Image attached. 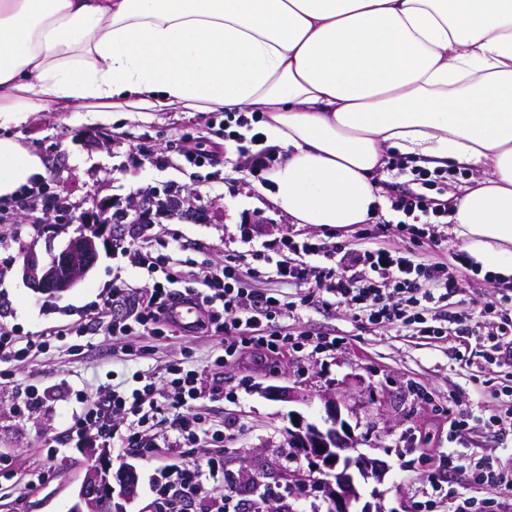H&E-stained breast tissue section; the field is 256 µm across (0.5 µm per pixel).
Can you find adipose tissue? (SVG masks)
<instances>
[{"label": "adipose tissue", "instance_id": "1", "mask_svg": "<svg viewBox=\"0 0 512 512\" xmlns=\"http://www.w3.org/2000/svg\"><path fill=\"white\" fill-rule=\"evenodd\" d=\"M218 109L264 114L300 224L366 223L390 149L476 168L455 232L512 277V0H0V198L43 171L32 113Z\"/></svg>", "mask_w": 512, "mask_h": 512}]
</instances>
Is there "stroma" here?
Wrapping results in <instances>:
<instances>
[{
	"label": "stroma",
	"instance_id": "obj_1",
	"mask_svg": "<svg viewBox=\"0 0 512 512\" xmlns=\"http://www.w3.org/2000/svg\"><path fill=\"white\" fill-rule=\"evenodd\" d=\"M11 134L35 149L43 162L42 176L67 211L63 218L41 222V209L22 201L0 205V325L18 336H39L86 317L98 319L114 285L141 288L146 284L131 264L132 248L159 251L172 237L187 241L196 264L220 267L230 251L277 246L288 236L335 241L332 227L294 223L272 200L269 185L245 170L237 144L224 135L220 111L156 112L151 118L112 112L94 119L72 112H37ZM203 143L222 141L219 163L183 169L179 148L184 136ZM180 191L194 208L204 209L199 222L187 220L147 224L141 237L113 241L104 235L93 269L75 288L58 297L34 292L22 277V254L34 250L47 258L59 250L97 201L126 204L139 192ZM463 293L450 308L479 314L483 304L501 298L492 288L494 273L468 262ZM291 336L329 332L341 337L332 352L289 351L260 362L245 355L218 368L224 352L220 336H143L121 339L102 332L52 338L43 349L10 364L11 380L0 382V512H69L73 494L93 463L95 451L107 450L113 467L135 469L138 484L124 512H159L153 481L167 464L224 458V479L212 483L219 498L233 486L242 512H253L264 499L267 512L285 506L289 512H328L329 504L314 489L296 490L297 479L317 480L311 459L288 444L293 415L322 423L324 398L336 395L341 417L358 441L357 448L383 462L385 512H421L431 500L434 512H457L463 498H488L490 512H512V493L480 481L484 466L512 468V427L492 422L502 411L504 393H512V367L488 365L478 336H421L407 328H382L357 321L344 307L314 303L276 319ZM201 368L206 379H218L224 397L201 400L206 427L223 426V445L208 440L180 454L161 438L169 429L167 415H158L144 438L145 448L123 447L119 439L89 438L84 445L66 443L64 431L77 405L75 391L91 402L114 386L132 388L139 374H152L165 388L173 364ZM293 388L299 402L272 396L274 388ZM38 390L42 402L21 407L25 389ZM467 415L468 430L449 439L451 421ZM58 457L49 460L48 447ZM465 460L467 470L448 469L445 459ZM441 478L432 492L430 474Z\"/></svg>",
	"mask_w": 512,
	"mask_h": 512
}]
</instances>
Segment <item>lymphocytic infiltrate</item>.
<instances>
[{"instance_id":"obj_1","label":"lymphocytic infiltrate","mask_w":512,"mask_h":512,"mask_svg":"<svg viewBox=\"0 0 512 512\" xmlns=\"http://www.w3.org/2000/svg\"><path fill=\"white\" fill-rule=\"evenodd\" d=\"M235 140L238 154L254 178L267 174L279 159L261 133L239 134ZM386 169L405 180L404 190L390 198L392 210L404 216L398 231L417 244L433 240L435 225L444 223L449 210L447 202L429 197V190L435 186L430 172L406 167L399 159L388 160ZM282 247L292 258L285 261L266 256L271 278L297 288L313 285L315 292L305 295L304 303L330 297L335 304L360 312L372 325L415 322L421 324L423 333H436V326L430 325L426 317L429 305L462 293L458 272L415 262L406 248L355 249L345 239L330 243L290 238L283 239ZM130 261L150 277V298L137 312L112 319L106 335L116 338L137 330L174 333L167 318L168 307L174 299L184 297L196 301L202 309L195 332L224 337V353L217 357V364L235 362L251 350L273 352L288 346L287 338L269 335L266 326L281 310L279 299L259 289L245 288V280L254 278L256 270L240 255H225L222 268L203 270L191 282L174 272V262L167 254L139 250L131 254ZM482 312L500 320L490 339L487 363L512 364V309L505 302L489 301ZM168 373L166 389H158L151 382L132 390L115 387L98 404L82 406L72 414L67 439L79 442L92 431L104 439L114 438V421L120 415L128 421L124 443L136 448L149 416L165 410L172 415L169 447H194L203 431L200 416L192 412L195 402L209 393H223L224 388L205 386L201 373L178 366L169 367ZM223 475L224 463L219 458L209 459L203 468L165 466L156 488L164 512H186L191 505L199 506L200 512H238L233 491H225L223 499L216 502L208 493L209 483Z\"/></svg>"}]
</instances>
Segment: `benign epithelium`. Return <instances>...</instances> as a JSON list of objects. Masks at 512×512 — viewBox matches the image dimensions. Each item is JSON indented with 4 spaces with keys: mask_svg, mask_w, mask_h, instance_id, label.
Returning a JSON list of instances; mask_svg holds the SVG:
<instances>
[{
    "mask_svg": "<svg viewBox=\"0 0 512 512\" xmlns=\"http://www.w3.org/2000/svg\"><path fill=\"white\" fill-rule=\"evenodd\" d=\"M99 237L98 230H83L61 250L51 252L42 264L33 255L24 256L23 276L43 294L59 295L70 290L93 268ZM325 408L330 425L320 426L299 418L293 422L294 428L288 430L289 440L293 447L313 459L315 469L325 475L314 487L331 503V512H353V505L361 500L360 482L383 481L385 468L379 460L362 453L346 454L355 445L349 425L341 419L340 403L329 396L325 398ZM114 481L120 490L114 489ZM136 486L133 468L125 467L114 473L110 459L103 454L87 470L70 512H123L121 505L114 502L113 494L127 500L135 495Z\"/></svg>",
    "mask_w": 512,
    "mask_h": 512,
    "instance_id": "benign-epithelium-1",
    "label": "benign epithelium"
}]
</instances>
